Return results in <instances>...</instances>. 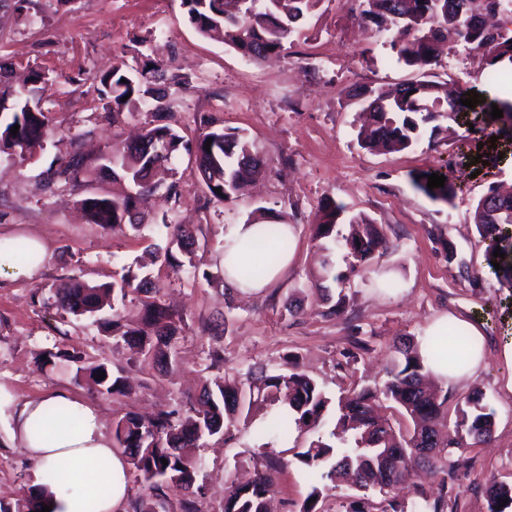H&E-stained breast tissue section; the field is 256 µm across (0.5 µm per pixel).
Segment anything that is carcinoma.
<instances>
[{"label": "carcinoma", "mask_w": 512, "mask_h": 512, "mask_svg": "<svg viewBox=\"0 0 512 512\" xmlns=\"http://www.w3.org/2000/svg\"><path fill=\"white\" fill-rule=\"evenodd\" d=\"M363 23L392 33L390 42L397 61L418 71L419 78L398 84L392 91L363 87L348 93L353 103L368 114V123L360 128L357 140L362 147L388 153L410 148L421 135V127L447 111L444 103L452 97L456 111L468 107L461 104L464 94H441L442 84L433 72L441 44L461 46L486 59L492 78L498 68L512 65V29L500 25L493 28L479 22L487 16L485 9L497 5V13L507 11V0H356ZM321 0H182L188 20L202 36L217 39L241 56L257 62L285 49L291 37L299 32L302 21L316 10ZM10 70L0 65V153L31 154L50 136L62 132L49 112L26 110V102L35 89L9 84ZM99 100L103 108L120 114L131 103H150L156 109L165 106L166 95L157 83L181 87L188 82L185 75L170 73L160 63L153 68L128 69L115 63L98 71ZM19 125L17 134L10 129ZM206 131L187 139L169 126H153L139 138L108 147L100 155L96 170L112 172L136 188V193L121 198L88 194L80 205L89 222L106 227H120L135 208L136 197L166 186L169 195L179 197L177 185L164 184L173 156L185 151L196 164L205 187L206 202H224L233 198L244 179L257 176L266 168L263 158L253 154L248 143L236 133H227L204 123ZM210 149H205L207 139ZM87 169L82 157L74 156L59 163L50 173V182L76 185ZM414 186L436 202L452 203L456 187L430 189L428 179L416 178ZM221 193H216V188ZM474 224L488 242L486 263L500 262L494 256L496 247L508 239L505 226L512 224V195H502L488 188L477 201ZM167 244L154 248V259L173 270L193 262L196 238L194 230L182 224H166ZM259 238L265 251L262 259L238 270L241 280L250 283L264 278L268 267L279 255L288 252L291 242L277 224L261 226ZM312 240L325 251L336 245L347 251L350 266H369L375 254L388 249L389 241L379 225L359 213L351 214L346 206L326 200L313 225ZM150 274L139 266L128 268L120 279L110 284L89 285L66 281L55 291L57 304L75 315L101 316L112 311L103 321L105 332L139 348L148 363L164 364L175 356L179 335L177 315L158 303ZM137 294L142 306L141 324L125 323L124 307L129 294ZM440 345L457 348L448 355V365L459 366L467 359L468 337L448 328V335L437 337ZM63 362L73 368V380L86 377L94 381L103 396L125 394L124 378L105 363L87 364L77 348L48 351L45 363ZM105 373L106 378L97 376ZM421 362L417 345L399 342L393 345L386 367V380L375 388H362L334 400L311 377L299 371L293 357L287 355L276 370L249 369L246 373H226L206 380L200 397L185 409L160 411L143 419L130 415L119 420L113 431V447L123 449L130 464L144 483V492L130 503L132 512H170L165 490L173 488L190 495L180 502V512H196L191 496L201 492L195 487L198 462L194 449L215 435L231 439V428L238 421L252 423V412L263 406L282 405L285 413L265 423L263 432L287 436L296 430L311 437L305 448L285 449L300 464L313 470L318 481L333 483L350 481L356 488L384 490L392 488L407 475V463L414 449L425 448L427 463L438 477L431 492L416 491L412 502L396 499L382 512H448V483L455 481L448 456L453 450H464L491 441L495 412L475 394L464 401L454 422L448 421V396L432 389ZM45 423L75 426L79 417L64 408L47 410ZM167 464H162V460ZM46 483L28 488L15 506L0 505V512H41L52 506L51 484L56 473H45ZM325 487L316 483L306 498L296 505V512H321L319 506ZM273 483L263 471L251 481H230L225 488L224 512H267V500ZM489 512L512 509V484L489 481L485 486ZM508 503H503V500Z\"/></svg>", "instance_id": "cac0c4a2"}]
</instances>
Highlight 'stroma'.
Wrapping results in <instances>:
<instances>
[{"label":"stroma","mask_w":512,"mask_h":512,"mask_svg":"<svg viewBox=\"0 0 512 512\" xmlns=\"http://www.w3.org/2000/svg\"><path fill=\"white\" fill-rule=\"evenodd\" d=\"M148 57L191 78L189 88L171 97L173 128L193 136L201 130V117H213L225 131L244 137L267 169L247 194L208 204L198 172L179 153L171 167L180 199L158 189L138 203L133 225L105 229L88 223L80 200L90 193L124 196L127 182L93 173L81 185L49 189L44 173L76 153L92 161L100 150L150 125L153 115L143 110L112 117L94 90L98 69L115 60L134 66ZM0 61L12 64L18 86L34 70L53 77L42 104L66 130L33 154H0V237L34 238L46 249L31 275L0 279L1 397L23 402L67 389L96 407L109 435L126 414L187 404L198 398L205 378L231 368L275 369L288 353L298 355L302 370L335 397L381 383L393 343L419 340L429 321L445 313L478 323L484 333L481 368L446 392L449 412L476 389L496 412L491 443L451 458L462 477L454 485L458 512H488L485 483H512V392L506 388L512 367L502 356L512 341V288L501 287L487 268L473 212L490 182L512 187V127L492 138L461 126L452 140L445 132L448 119L441 116L439 133L423 130L407 150L382 154L360 148L347 90L393 85L416 74L398 63L388 35L360 25L351 0H321L286 50L258 63L200 36L181 0H26L23 10L0 9ZM437 72L487 100L512 95V78L488 81L481 55L460 47L444 51ZM484 145L488 163L462 165V156L475 158ZM419 173L455 183L452 203L431 201L415 190L411 178ZM328 198L372 218L391 246L371 266L355 271L349 283L316 289L312 281L321 267L312 226ZM259 207L297 227L293 265L273 290L225 293L224 236ZM165 222L193 225L200 241L196 264L213 278L204 280L188 266L177 272L151 266L160 302L182 319L178 356L159 372L141 362L135 348L106 338L96 318L61 310L54 290L71 278L112 283L124 268L147 261L149 246L158 241L156 227ZM447 241L457 260H448ZM384 274L396 280V289H382ZM341 296L344 311L331 313ZM295 300L302 308L292 316L286 306ZM360 340L368 353L358 351ZM70 345L86 361L125 368L130 390L103 397L87 382H74L71 370L42 363L43 352ZM215 347L224 350V362L216 367L209 356ZM10 426L9 416L0 417V502L12 505L41 476L23 449L6 445ZM286 444L303 448L307 438L295 432L287 443L269 444L252 428L239 429L228 444L211 437L208 447L196 451L204 486L195 500L198 512H223L227 480L263 469L268 456ZM272 477L274 512H294L311 490L305 467L291 458Z\"/></svg>","instance_id":"obj_1"}]
</instances>
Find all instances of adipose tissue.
<instances>
[{
    "mask_svg": "<svg viewBox=\"0 0 512 512\" xmlns=\"http://www.w3.org/2000/svg\"><path fill=\"white\" fill-rule=\"evenodd\" d=\"M257 230L254 224H236L224 238L222 262L225 278L246 295L267 288L269 282L277 279L293 261L292 255H285L269 269L265 280L256 283L239 281L238 269L260 258L252 247ZM459 327L473 342L464 367L448 368L429 347L431 337L447 335V315L437 316L429 322L418 345L425 369L444 383L465 382L483 360V334L478 325L463 320ZM53 406H63L77 413L79 425L72 429L64 426L44 429V413ZM4 411L10 412L12 419L10 443L23 448L38 469L63 470L60 483L51 488L56 512H119L129 493L128 462L122 452L112 448L95 407L79 402L68 392L60 390L46 398L28 400L10 407L0 401V413ZM101 459L106 460V469L97 468L96 463Z\"/></svg>",
    "mask_w": 512,
    "mask_h": 512,
    "instance_id": "1",
    "label": "adipose tissue"
}]
</instances>
